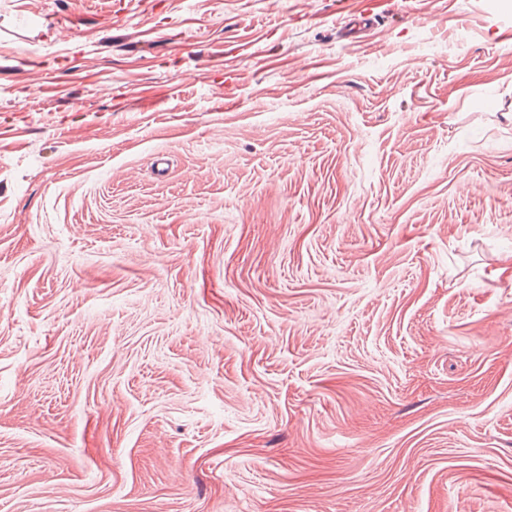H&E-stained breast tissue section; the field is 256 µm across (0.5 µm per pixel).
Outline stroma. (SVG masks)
<instances>
[{
  "mask_svg": "<svg viewBox=\"0 0 512 512\" xmlns=\"http://www.w3.org/2000/svg\"><path fill=\"white\" fill-rule=\"evenodd\" d=\"M0 0V512H512V0Z\"/></svg>",
  "mask_w": 512,
  "mask_h": 512,
  "instance_id": "stroma-1",
  "label": "stroma"
}]
</instances>
